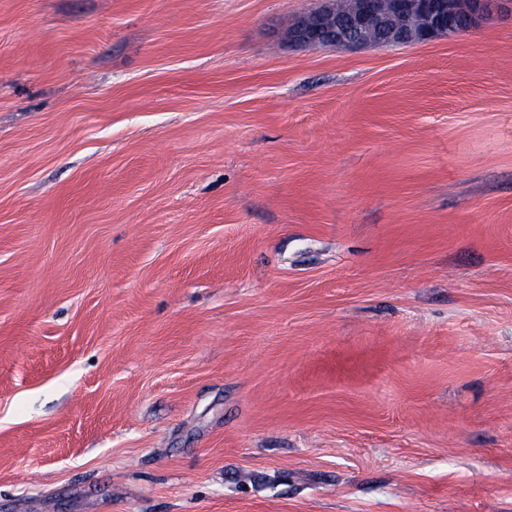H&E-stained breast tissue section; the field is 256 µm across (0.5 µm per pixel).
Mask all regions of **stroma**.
I'll return each mask as SVG.
<instances>
[{"label":"stroma","mask_w":512,"mask_h":512,"mask_svg":"<svg viewBox=\"0 0 512 512\" xmlns=\"http://www.w3.org/2000/svg\"><path fill=\"white\" fill-rule=\"evenodd\" d=\"M0 0V512H512V17ZM336 1V2H335ZM326 0L302 14L288 30L290 39L306 47L358 48L369 44H421L475 30L490 11L512 14L511 0ZM469 28L459 30L461 13Z\"/></svg>","instance_id":"1"}]
</instances>
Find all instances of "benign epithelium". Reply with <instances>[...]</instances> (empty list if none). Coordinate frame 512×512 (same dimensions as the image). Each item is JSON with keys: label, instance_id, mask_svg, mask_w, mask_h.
I'll list each match as a JSON object with an SVG mask.
<instances>
[{"label": "benign epithelium", "instance_id": "benign-epithelium-1", "mask_svg": "<svg viewBox=\"0 0 512 512\" xmlns=\"http://www.w3.org/2000/svg\"><path fill=\"white\" fill-rule=\"evenodd\" d=\"M494 9L512 14V0H353L346 15L337 14L335 0H324L302 14L288 35L306 47L421 44L460 34L456 20L463 12L474 30Z\"/></svg>", "mask_w": 512, "mask_h": 512}]
</instances>
